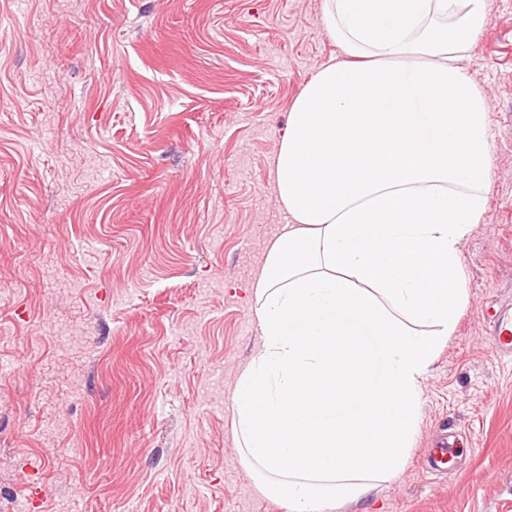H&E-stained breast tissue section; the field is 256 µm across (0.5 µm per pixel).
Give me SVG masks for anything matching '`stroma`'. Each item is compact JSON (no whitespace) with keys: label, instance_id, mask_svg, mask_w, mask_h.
Listing matches in <instances>:
<instances>
[{"label":"stroma","instance_id":"stroma-1","mask_svg":"<svg viewBox=\"0 0 512 512\" xmlns=\"http://www.w3.org/2000/svg\"><path fill=\"white\" fill-rule=\"evenodd\" d=\"M463 62L489 105L468 302L401 473L335 512H512V0ZM324 0H0V512H285L239 459L249 288L287 112L341 58ZM464 473L429 476L441 430ZM508 311L507 307L502 309L487 330V336L499 358L512 361V315L509 318Z\"/></svg>","mask_w":512,"mask_h":512}]
</instances>
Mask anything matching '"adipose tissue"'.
Masks as SVG:
<instances>
[{"mask_svg": "<svg viewBox=\"0 0 512 512\" xmlns=\"http://www.w3.org/2000/svg\"><path fill=\"white\" fill-rule=\"evenodd\" d=\"M486 0H326L345 59L315 71L274 158L285 214L250 300L240 460L286 512H331L405 466L421 385L468 301L489 102L462 62Z\"/></svg>", "mask_w": 512, "mask_h": 512, "instance_id": "1", "label": "adipose tissue"}]
</instances>
